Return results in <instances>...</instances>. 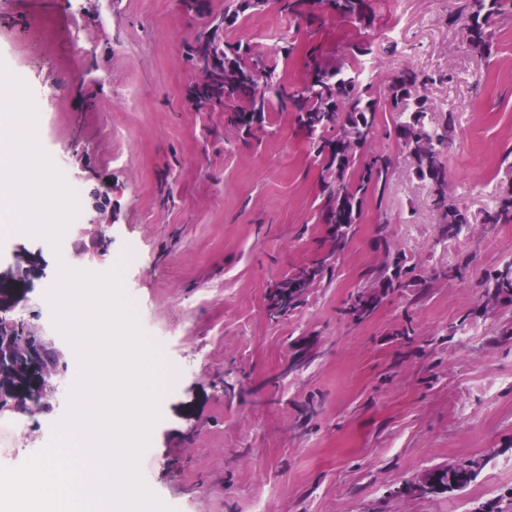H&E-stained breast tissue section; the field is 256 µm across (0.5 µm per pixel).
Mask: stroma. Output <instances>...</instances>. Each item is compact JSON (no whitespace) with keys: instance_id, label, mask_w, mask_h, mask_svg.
Segmentation results:
<instances>
[{"instance_id":"obj_1","label":"stroma","mask_w":512,"mask_h":512,"mask_svg":"<svg viewBox=\"0 0 512 512\" xmlns=\"http://www.w3.org/2000/svg\"><path fill=\"white\" fill-rule=\"evenodd\" d=\"M458 5L373 0L376 21L358 32L327 14L297 25L270 2L225 30V41L253 46L295 88L311 45L338 56L348 40H365L374 87L409 63L445 75L420 93L430 122L456 118L445 159L463 232L441 236L429 186L397 144V116L381 113L370 146L396 158L382 202L364 208L305 303L274 321L267 289L312 259L324 235L314 205L321 162L292 114L273 108L245 137L223 113L189 105L184 89L198 75L184 47L204 22L185 18L180 0H0V72L19 102L0 139L28 157L29 181L48 169L81 189L73 200L33 197L43 223L0 234V273L17 255L37 260L13 285L9 317L46 327L61 266L121 267L170 381L139 462L169 512H512V304L486 310L480 290L512 262V223L483 221L512 187V18L480 63L448 26ZM97 189L107 194L100 209ZM57 224L69 227L67 247L49 241ZM388 251L416 266L425 293H390L369 320L350 322L346 301ZM409 324L415 335H398ZM307 344L314 362L281 376ZM69 410L55 398L30 417L16 464L37 440H53ZM463 461L483 469L462 491L397 492Z\"/></svg>"}]
</instances>
